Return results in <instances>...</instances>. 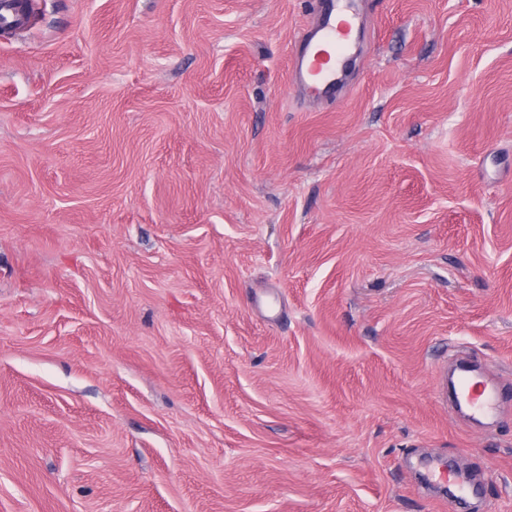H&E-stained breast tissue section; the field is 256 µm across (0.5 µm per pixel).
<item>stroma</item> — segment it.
Returning a JSON list of instances; mask_svg holds the SVG:
<instances>
[{
    "label": "stroma",
    "instance_id": "obj_1",
    "mask_svg": "<svg viewBox=\"0 0 512 512\" xmlns=\"http://www.w3.org/2000/svg\"><path fill=\"white\" fill-rule=\"evenodd\" d=\"M0 35V512H512V0H34ZM503 393L438 395L456 352ZM470 475L463 503L429 467ZM356 0H318L315 27L304 31L294 55L293 82L300 87H314L325 92L336 89L346 50L357 41L360 13ZM326 48H332L333 54ZM332 57H335L332 61ZM500 394L477 378L463 376L455 388V406L465 409L473 418H491L499 411Z\"/></svg>",
    "mask_w": 512,
    "mask_h": 512
}]
</instances>
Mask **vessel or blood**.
<instances>
[{"mask_svg":"<svg viewBox=\"0 0 512 512\" xmlns=\"http://www.w3.org/2000/svg\"><path fill=\"white\" fill-rule=\"evenodd\" d=\"M316 7L318 23L304 31L294 55L293 81L331 92L339 81L345 53L354 42L360 13L355 0H318ZM499 402L498 389L475 378L462 377L455 390V406L474 418L494 417Z\"/></svg>","mask_w":512,"mask_h":512,"instance_id":"b4317fda","label":"vessel or blood"}]
</instances>
